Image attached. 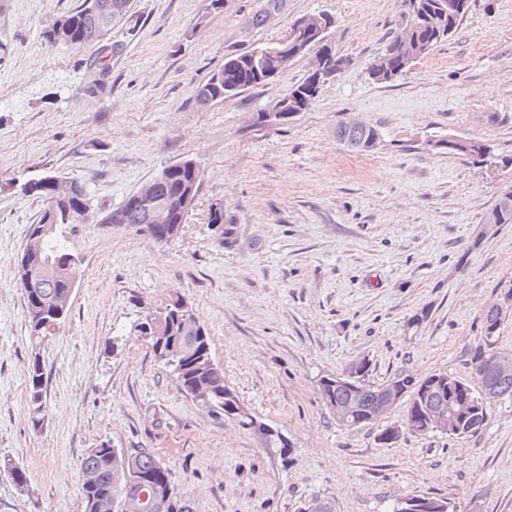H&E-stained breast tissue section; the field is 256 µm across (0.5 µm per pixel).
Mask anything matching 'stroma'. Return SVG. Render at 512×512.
I'll use <instances>...</instances> for the list:
<instances>
[{"label": "stroma", "instance_id": "35a3bbf8", "mask_svg": "<svg viewBox=\"0 0 512 512\" xmlns=\"http://www.w3.org/2000/svg\"><path fill=\"white\" fill-rule=\"evenodd\" d=\"M82 0H0V512H83L79 463L101 441L162 459L191 512H389L429 493L453 512H512V398L487 402L472 436L404 432L405 403L360 427L341 425L319 381L359 360L379 385L446 372L473 381L468 349L480 317L512 284V224L484 221L512 168L478 166L441 148L454 137L512 156V0H472L448 42L406 75L380 83L367 67L389 41L400 0H286L261 27L259 0H133L106 72L94 48L44 42L53 17ZM318 13L344 64L307 111L260 126L311 72L295 58L267 84L206 107L196 87L242 53ZM104 93L88 92L94 81ZM498 113L490 121V113ZM356 118L377 129L372 151L336 137ZM196 161L201 186L180 235L160 244L104 215L163 167ZM47 171L83 182L96 223L66 240L82 277L64 325L42 347L45 423L30 417V356L17 271L42 208L21 189ZM224 203L225 243L208 226ZM175 296L207 328L224 382L282 438L209 416L177 388L134 324ZM419 327H409L414 316Z\"/></svg>", "mask_w": 512, "mask_h": 512}]
</instances>
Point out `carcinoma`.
<instances>
[{
  "mask_svg": "<svg viewBox=\"0 0 512 512\" xmlns=\"http://www.w3.org/2000/svg\"><path fill=\"white\" fill-rule=\"evenodd\" d=\"M471 0H401L400 24H410L415 29L418 41L423 45L424 54H429L438 44L449 40L462 25L470 10ZM125 6L116 26L122 27L131 19V0H84L81 8L60 14L57 19L67 23L71 30L68 44L72 46L99 45V52L90 61L101 70L109 68V56L116 53L119 45L106 43L107 36L112 29H104L101 23L102 15L110 12L116 4ZM309 48L318 49L327 57V63L332 70H341L343 60L339 58L332 47L312 42ZM377 59L386 62L388 75L376 78V81L391 82L407 73L412 63L405 58L402 44L398 34H393L384 50ZM275 56L267 53L258 58L246 52L229 54L224 60V66L216 70L209 79L196 87L195 100L202 106L222 102L230 95H237L247 89L265 83L266 71L275 68ZM323 82L307 76L301 83L294 85L301 99L297 110L306 111L318 95ZM377 129L370 127L366 130H354L341 123L336 129V137L351 151L366 153L372 150L368 145L371 135ZM448 152L468 157L480 165L486 162L490 153L488 146L480 141L466 140L458 146L447 143ZM165 179L160 185L162 196L168 201L171 208L170 223L176 224L183 218L179 212L181 193L185 186H200L199 171L191 159L183 163L169 164L163 168ZM52 175L44 173L39 177L28 179L23 184L26 193L42 199L43 209L37 221L29 226L28 233L32 234L45 224L53 225L52 232L46 236L43 259L46 262L57 263L61 266L72 265L77 275H82L80 266L73 258L65 244L63 229L73 228L77 223L74 214L92 212L91 197L86 186L75 181V195L70 205V211L59 209L54 211L48 203V180ZM494 217L497 224H512V198L499 199L498 203L488 212ZM109 224H127L138 228L148 234L157 242H167L164 238V225L153 223L149 217L133 203V195L124 198L119 206L106 214ZM68 283L64 280L43 277L32 288L20 284L23 291L25 317L28 324L31 353L27 365V382L29 401L33 423L40 424L43 420L44 407V371L41 360V346L48 340L46 323H62L64 319H56L54 313L47 306V300L66 290ZM175 307L163 308L153 317H143L142 321L134 326L139 336L145 335L148 329L157 327L165 333L179 340L175 346L170 343L160 345L159 341H151L155 356L171 373L179 390L191 400L209 395L216 406L213 417L217 419L227 417L224 409L225 398H231L237 405H242L235 390L224 384V372L219 365H211L213 360L211 352L210 335H205L204 341L199 337L188 335L176 316ZM482 342L469 350L470 364L479 389L489 388L496 397H512V377H503L490 368L488 362L483 360L484 352L494 351L496 336H498L501 320L490 311L483 312ZM367 364H358V370L349 371L344 379H353L357 382L358 390L351 392L346 385H340L333 390L329 402L343 403L349 396H354L360 411L372 407L379 398L385 386H397L406 391L409 396V405L406 415L413 417L417 423L414 433L428 434L423 429L421 419L422 411L430 404L444 403L448 405V434L454 436L475 435L486 425L487 417L484 404L478 402L480 393L476 392L470 383L452 374H444L440 385L430 392L421 395L417 393V384L407 376L398 375L386 384L369 385L365 383L364 376ZM129 457V479L118 482L116 472L123 468L124 457ZM0 467L7 470L13 481L19 487H25L28 481L26 472L12 459H0ZM92 469L97 473V483L92 488L84 489V512H99L96 504L99 502H112L120 504L129 495H138L143 498V512H191L190 506L183 502L171 483L168 468L162 461L148 449L125 451L112 447V445L98 446L89 449L80 460V469ZM412 501L426 504L423 512H450L449 502L427 494H416L410 497Z\"/></svg>",
  "mask_w": 512,
  "mask_h": 512,
  "instance_id": "cac0c4a2",
  "label": "carcinoma"
}]
</instances>
